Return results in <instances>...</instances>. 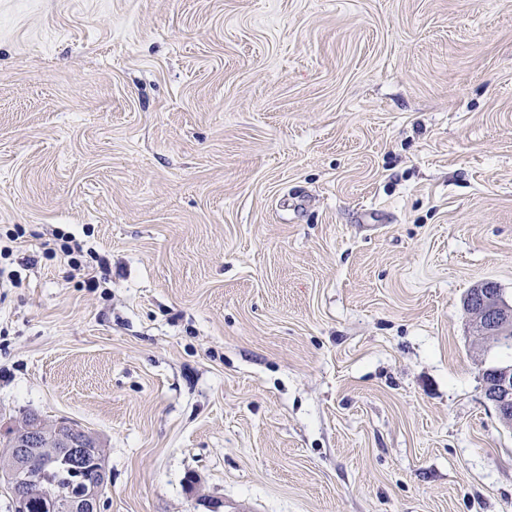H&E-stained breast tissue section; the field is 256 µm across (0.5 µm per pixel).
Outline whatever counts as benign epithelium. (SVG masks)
I'll return each instance as SVG.
<instances>
[{
	"label": "benign epithelium",
	"instance_id": "obj_1",
	"mask_svg": "<svg viewBox=\"0 0 512 512\" xmlns=\"http://www.w3.org/2000/svg\"><path fill=\"white\" fill-rule=\"evenodd\" d=\"M479 335L494 347L512 344V305L502 299L492 284L468 299L466 308ZM485 399L492 404L501 422L512 425V365L502 364L482 373ZM46 435L32 428L15 440L12 464L0 472L12 494L13 512H27L32 487L38 481L24 459L42 447ZM53 440L61 445L60 452L67 455L74 468L86 470L92 462V450L86 446V432L65 421H59L52 432ZM104 496L102 483L86 484L84 493L61 507V512H101Z\"/></svg>",
	"mask_w": 512,
	"mask_h": 512
}]
</instances>
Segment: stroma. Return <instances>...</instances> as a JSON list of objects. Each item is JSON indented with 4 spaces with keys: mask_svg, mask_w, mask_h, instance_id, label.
Segmentation results:
<instances>
[{
    "mask_svg": "<svg viewBox=\"0 0 512 512\" xmlns=\"http://www.w3.org/2000/svg\"><path fill=\"white\" fill-rule=\"evenodd\" d=\"M16 224L0 426L98 436L102 512H512V0H0ZM56 239L53 243H48L44 250V254L48 257H57L58 251L65 257H68V262L71 263L75 269L84 271V284L86 288H99L100 279L98 278L96 266H93L89 262L82 260L83 247L76 240L73 235H56ZM60 241V243L58 242ZM52 245V246H51ZM487 289L472 294L479 288H472L465 310L479 335L494 347L511 345L512 305L502 299L500 291L489 283ZM468 294V295H469ZM485 399L492 404L499 419L512 425V365L502 364L487 368L482 373Z\"/></svg>",
    "mask_w": 512,
    "mask_h": 512,
    "instance_id": "obj_1",
    "label": "stroma"
}]
</instances>
